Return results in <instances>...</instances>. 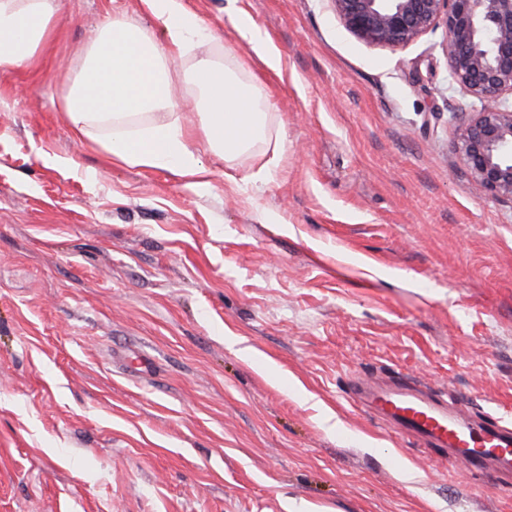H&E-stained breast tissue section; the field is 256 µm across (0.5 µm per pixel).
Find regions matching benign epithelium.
Wrapping results in <instances>:
<instances>
[{"label": "benign epithelium", "instance_id": "7a95c632", "mask_svg": "<svg viewBox=\"0 0 512 512\" xmlns=\"http://www.w3.org/2000/svg\"><path fill=\"white\" fill-rule=\"evenodd\" d=\"M369 45L395 48L444 27L443 53L462 95L454 150L476 188L512 203V0H330Z\"/></svg>", "mask_w": 512, "mask_h": 512}]
</instances>
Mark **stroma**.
<instances>
[{
	"label": "stroma",
	"instance_id": "obj_1",
	"mask_svg": "<svg viewBox=\"0 0 512 512\" xmlns=\"http://www.w3.org/2000/svg\"><path fill=\"white\" fill-rule=\"evenodd\" d=\"M59 3L38 60L0 73V512H512L496 466L352 394L397 380L512 428V204L454 151L443 30L389 49L330 0H189L285 148L258 181L266 155L196 138L201 189L63 112L106 14L161 25ZM228 15L240 38L250 46L255 55L263 61L267 68L274 71L277 70L280 65V60L278 56L269 49L254 22L235 12H229Z\"/></svg>",
	"mask_w": 512,
	"mask_h": 512
}]
</instances>
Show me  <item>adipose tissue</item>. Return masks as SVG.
I'll return each instance as SVG.
<instances>
[{"label":"adipose tissue","mask_w":512,"mask_h":512,"mask_svg":"<svg viewBox=\"0 0 512 512\" xmlns=\"http://www.w3.org/2000/svg\"><path fill=\"white\" fill-rule=\"evenodd\" d=\"M56 0H0V70L33 64L48 42ZM143 9L164 27V41L127 17L106 18L96 40L86 49L80 70L65 98L63 111L80 135L104 133L114 159L170 170L204 182L207 170L194 147L201 131L209 148L232 159L258 146L278 165L283 152L271 140L270 105L236 68L220 67L197 53L211 33L185 0H140ZM192 59L190 80L200 99L199 123L157 111L171 104L169 67Z\"/></svg>","instance_id":"1"}]
</instances>
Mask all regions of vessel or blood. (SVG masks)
Segmentation results:
<instances>
[{
	"instance_id": "b4317fda",
	"label": "vessel or blood",
	"mask_w": 512,
	"mask_h": 512,
	"mask_svg": "<svg viewBox=\"0 0 512 512\" xmlns=\"http://www.w3.org/2000/svg\"><path fill=\"white\" fill-rule=\"evenodd\" d=\"M368 405L379 416L401 426L417 439L447 449L465 468L480 472L491 463L512 471V429L494 425L476 429L450 416L406 385L365 390Z\"/></svg>"
}]
</instances>
